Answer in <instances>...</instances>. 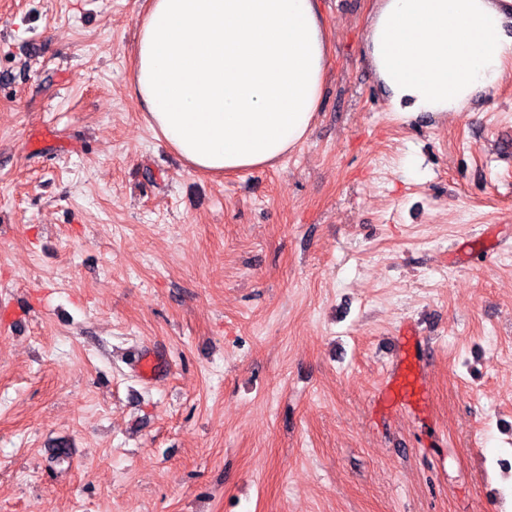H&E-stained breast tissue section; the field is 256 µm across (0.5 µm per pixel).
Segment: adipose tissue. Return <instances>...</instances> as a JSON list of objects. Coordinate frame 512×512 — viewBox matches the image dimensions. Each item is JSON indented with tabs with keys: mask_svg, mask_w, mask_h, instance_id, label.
I'll use <instances>...</instances> for the list:
<instances>
[{
	"mask_svg": "<svg viewBox=\"0 0 512 512\" xmlns=\"http://www.w3.org/2000/svg\"><path fill=\"white\" fill-rule=\"evenodd\" d=\"M132 80L193 170L272 167L307 137L329 65L318 0H146ZM368 64L403 123H444L512 77V0H374Z\"/></svg>",
	"mask_w": 512,
	"mask_h": 512,
	"instance_id": "adipose-tissue-1",
	"label": "adipose tissue"
}]
</instances>
